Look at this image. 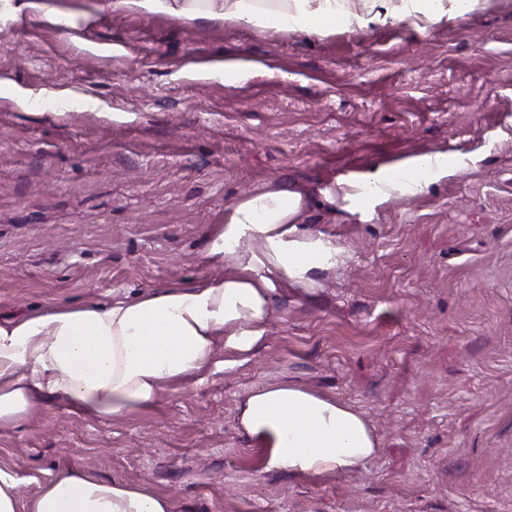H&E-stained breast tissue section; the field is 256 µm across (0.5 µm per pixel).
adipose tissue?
<instances>
[{
    "instance_id": "adipose-tissue-1",
    "label": "adipose tissue",
    "mask_w": 512,
    "mask_h": 512,
    "mask_svg": "<svg viewBox=\"0 0 512 512\" xmlns=\"http://www.w3.org/2000/svg\"><path fill=\"white\" fill-rule=\"evenodd\" d=\"M479 0H366L351 13L346 0H108L116 11L148 9L175 18L322 34L407 21L425 29L464 18ZM424 154L400 172L381 171L362 188L368 200L416 194L433 180ZM300 192L266 190L230 206L204 260L237 264L236 274L190 286L159 288L105 304L40 309L0 321V428L25 419L35 404L63 400L67 411L119 418L154 405L161 386L203 380L217 343L240 352L262 340L276 283L304 288L311 274L336 265V249L299 232ZM238 424L266 446L269 468L291 474H347L372 460L379 439L364 415L309 389L275 385L240 402ZM171 499L73 468L48 483L30 512H174Z\"/></svg>"
}]
</instances>
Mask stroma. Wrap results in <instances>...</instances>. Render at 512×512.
I'll return each instance as SVG.
<instances>
[{"label":"stroma","instance_id":"stroma-1","mask_svg":"<svg viewBox=\"0 0 512 512\" xmlns=\"http://www.w3.org/2000/svg\"><path fill=\"white\" fill-rule=\"evenodd\" d=\"M19 2L0 0L1 320L236 273L202 256L257 191L301 192L299 230L338 250L203 382L1 429L20 502L81 467L175 512H512V0L312 35L51 0L61 25ZM447 149L423 192L352 201L347 180ZM288 383L363 412L378 456L267 469L237 407Z\"/></svg>","mask_w":512,"mask_h":512}]
</instances>
